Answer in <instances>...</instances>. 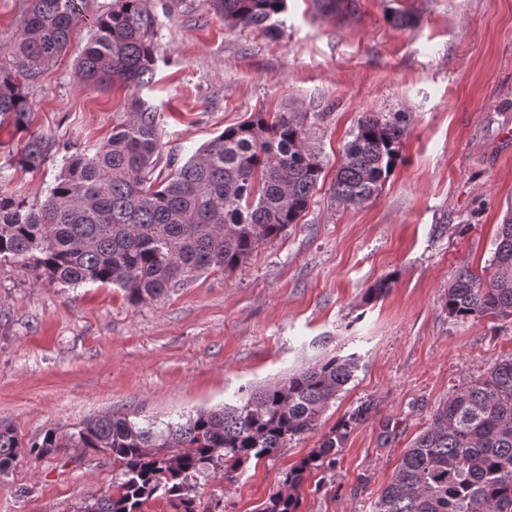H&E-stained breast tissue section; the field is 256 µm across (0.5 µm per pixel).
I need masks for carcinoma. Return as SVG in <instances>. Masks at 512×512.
Masks as SVG:
<instances>
[{"label": "carcinoma", "mask_w": 512, "mask_h": 512, "mask_svg": "<svg viewBox=\"0 0 512 512\" xmlns=\"http://www.w3.org/2000/svg\"><path fill=\"white\" fill-rule=\"evenodd\" d=\"M213 8L229 28L274 31L272 19L285 12L286 0H213ZM78 19V0H31L20 32L0 43V127L27 133L14 155L24 170L40 168L52 144L31 129L23 88L67 52ZM92 26L76 63L80 80L128 88L152 81L154 17L147 0H116ZM406 134L401 113L363 117L336 172V198L358 206L378 194L402 159ZM161 159L159 116L134 97L104 147L63 159L43 200L31 203L0 188V264L21 263L63 287L111 284L134 304L156 300L203 273L246 263L298 223L324 171L294 112H256L184 163L169 159L167 174L158 179ZM491 266L487 280L467 265L458 267L448 285L449 316H512L511 219L499 227ZM357 368L352 358H332L238 406L200 409L162 428L109 411L24 444L13 426L0 421V477L13 474L25 455L38 461L80 448L109 456L115 476L112 493L91 495L76 512H144L158 497L178 501L179 512H215L191 495L198 478L222 469L231 480L249 461L315 430ZM344 437L339 428L324 436L284 484L295 490L305 474L333 465ZM298 507L294 495L277 494L257 512ZM375 512H512V357L438 405Z\"/></svg>", "instance_id": "obj_1"}]
</instances>
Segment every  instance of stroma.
I'll list each match as a JSON object with an SVG mask.
<instances>
[{
  "label": "stroma",
  "mask_w": 512,
  "mask_h": 512,
  "mask_svg": "<svg viewBox=\"0 0 512 512\" xmlns=\"http://www.w3.org/2000/svg\"><path fill=\"white\" fill-rule=\"evenodd\" d=\"M114 0H79L86 18L68 52L25 92L32 127L53 148L39 169L10 165L22 134L0 128V186L43 199L63 156L100 149L132 97L160 117L164 157L187 160L259 109L305 114L324 173L299 222L231 272L201 275L131 304L121 289L50 285L0 266V419L23 441L101 413L178 421L237 405L332 357L354 379L317 431L233 480L199 477L202 501L256 512L323 434L345 427L333 467L307 474L298 512H374L404 451L452 389L512 355V317H450L448 282L467 264L483 276L498 227L512 217V0H354L331 14L287 0L277 32L230 29L211 0H149L155 76L136 89L79 82L88 19ZM407 14L399 27L388 9ZM403 113V160L372 200L333 193L362 116ZM390 279L367 300L369 288ZM112 462L81 449L21 460L0 478V512H76L112 490Z\"/></svg>",
  "instance_id": "stroma-1"
}]
</instances>
